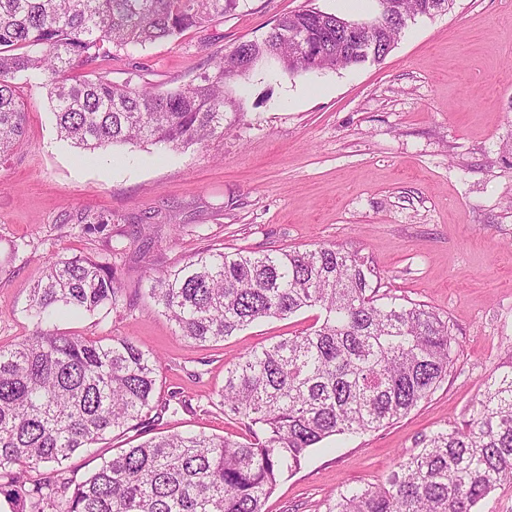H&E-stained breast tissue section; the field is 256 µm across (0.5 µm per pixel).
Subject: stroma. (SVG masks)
<instances>
[{
	"instance_id": "obj_1",
	"label": "stroma",
	"mask_w": 512,
	"mask_h": 512,
	"mask_svg": "<svg viewBox=\"0 0 512 512\" xmlns=\"http://www.w3.org/2000/svg\"><path fill=\"white\" fill-rule=\"evenodd\" d=\"M309 7L360 19L378 0L349 11L340 0H239L209 28L117 51L101 68L165 92ZM23 94L24 141L0 160V346L32 333L26 306L48 258H106L130 308L59 329L132 337L160 358V397L181 401L75 454L74 478L159 434L243 440L244 426L209 402L225 367L315 323L308 309L219 343L184 338L143 289L204 249L342 246L380 271L381 295L432 307L455 339V363L428 400L377 431L325 441L280 479L265 512H325L343 486L381 483L424 436L463 427L485 380L512 360V0H453L416 17L375 64L301 76L264 64L233 86L237 115L223 136L178 151L127 144L82 160L57 137L41 82ZM84 210L112 222L87 232L74 221Z\"/></svg>"
}]
</instances>
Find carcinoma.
Returning <instances> with one entry per match:
<instances>
[{
	"instance_id": "cac0c4a2",
	"label": "carcinoma",
	"mask_w": 512,
	"mask_h": 512,
	"mask_svg": "<svg viewBox=\"0 0 512 512\" xmlns=\"http://www.w3.org/2000/svg\"><path fill=\"white\" fill-rule=\"evenodd\" d=\"M238 0H0V159L22 141V85L42 80L57 136L90 154L117 144L168 149L224 135L226 87L263 62L291 75L379 63L415 17L448 0H381L373 41L346 44L352 20L316 8L281 17L212 70L165 93L112 82L94 68L112 50L143 48L204 29ZM75 223L112 219L89 211ZM381 273L334 245L305 251L205 250L159 269L148 295L180 334L219 342L252 324L317 309L305 331L255 347L224 368L216 405L242 424L237 441L205 434L152 437L102 460L84 480L67 462L104 435L160 418L159 358L128 336L111 342L56 328L59 314L120 312L114 265L48 259L31 291L34 330L0 346V497L12 512H263L285 471L325 439L376 431L407 416L448 376L456 353L444 318L425 304L381 301ZM476 415L442 429L382 483L340 490L325 512H473L512 482V362L485 382Z\"/></svg>"
}]
</instances>
